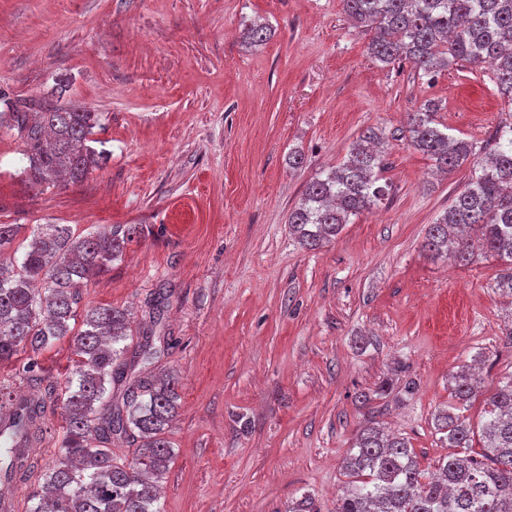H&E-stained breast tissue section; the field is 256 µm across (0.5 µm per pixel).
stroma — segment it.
<instances>
[{"instance_id": "obj_1", "label": "stroma", "mask_w": 512, "mask_h": 512, "mask_svg": "<svg viewBox=\"0 0 512 512\" xmlns=\"http://www.w3.org/2000/svg\"><path fill=\"white\" fill-rule=\"evenodd\" d=\"M253 21L271 36L249 48ZM367 43L340 0H0V91L96 112L106 153L83 182L35 189L0 129V224L141 225L80 306L128 309L129 351L153 337L152 371L178 379L164 512H286L306 492L335 512L367 419L431 472L450 373L479 367L488 390L512 374L503 263L421 248L472 168L438 173L403 134L431 99L449 135L481 147L512 107L487 66L429 81L381 67ZM370 127L384 134L387 200L303 248L289 212ZM385 380L392 392L376 396Z\"/></svg>"}]
</instances>
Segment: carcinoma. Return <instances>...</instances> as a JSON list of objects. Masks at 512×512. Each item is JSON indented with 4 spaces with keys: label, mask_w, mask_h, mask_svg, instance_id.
Segmentation results:
<instances>
[{
    "label": "carcinoma",
    "mask_w": 512,
    "mask_h": 512,
    "mask_svg": "<svg viewBox=\"0 0 512 512\" xmlns=\"http://www.w3.org/2000/svg\"><path fill=\"white\" fill-rule=\"evenodd\" d=\"M354 29L369 36L367 51L386 67L406 61L424 76L465 61L487 65L500 96L512 105V0H342ZM268 27L253 23L245 42L257 47ZM0 127L16 132L26 159L23 174L34 187L77 184L99 167L102 156L88 145L98 116L50 98L10 101ZM427 100L408 113L405 138L415 150L451 173L470 162L474 175L429 226L422 248L434 258L468 265L496 257L508 265L495 287L512 296V120L504 121L494 143L480 154L437 121ZM377 128L362 132L348 157L305 185L288 215V232L315 250L334 240L350 217L381 203L385 167ZM23 224H0V255ZM137 224H114L95 236H77L67 224H36L24 238L21 263L0 259V363L29 354L26 366L36 394L11 401L0 413V512L18 483L43 480L33 489L29 512H163L161 482L174 450L166 437L176 417L179 394L173 376L132 375L135 362L123 358L130 312L109 304L78 313L80 288L109 270L137 239ZM81 320L72 332L70 322ZM70 337L72 369L61 397L44 384L37 356ZM476 369L450 374L453 403L435 414V429L452 449L438 460L436 475L421 468L409 440L364 426L343 459L348 478L336 512H512V375L483 391ZM123 405H110L116 387ZM482 398L480 431L464 416ZM59 413L64 439L55 465L39 473L28 448L44 434L47 413ZM131 434L139 447L127 462L112 453V436ZM482 452H466L475 434ZM286 512H321L304 494Z\"/></svg>",
    "instance_id": "1"
}]
</instances>
